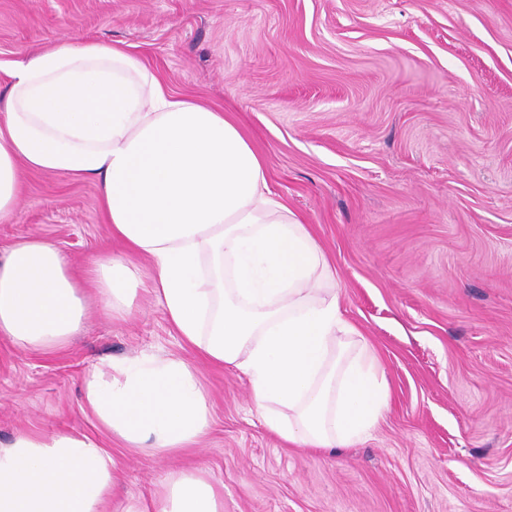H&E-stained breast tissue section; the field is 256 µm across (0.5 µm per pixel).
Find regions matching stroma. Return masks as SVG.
Segmentation results:
<instances>
[{
    "label": "stroma",
    "mask_w": 512,
    "mask_h": 512,
    "mask_svg": "<svg viewBox=\"0 0 512 512\" xmlns=\"http://www.w3.org/2000/svg\"><path fill=\"white\" fill-rule=\"evenodd\" d=\"M87 39L239 126L324 249L389 403L353 447L288 445L247 377L206 363L141 292L127 319L91 311L60 349L0 337V446L94 437L121 503L196 468L224 512H512V0H0V103L14 63ZM18 179L1 254L35 236L77 268L125 255L95 181ZM143 355L189 362L206 392L208 434L182 457L124 448L85 407L94 366Z\"/></svg>",
    "instance_id": "stroma-1"
}]
</instances>
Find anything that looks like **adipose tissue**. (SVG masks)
<instances>
[{
	"label": "adipose tissue",
	"mask_w": 512,
	"mask_h": 512,
	"mask_svg": "<svg viewBox=\"0 0 512 512\" xmlns=\"http://www.w3.org/2000/svg\"><path fill=\"white\" fill-rule=\"evenodd\" d=\"M0 106V222L17 209L19 166L96 180L105 221L130 259L99 255L74 271L29 237L0 257V335L24 350L64 346L88 316L125 318L148 256L147 292L186 345L250 382L266 428L305 448H348L388 403L367 347L340 311L335 273L308 225L275 200L261 156L224 113L169 94L119 44L87 40L33 53L9 72ZM84 402L125 447L168 457L209 427L194 368L145 356L84 378ZM111 453L88 436L18 433L0 448V512H106ZM194 471L171 474L157 512H223Z\"/></svg>",
	"instance_id": "1"
}]
</instances>
